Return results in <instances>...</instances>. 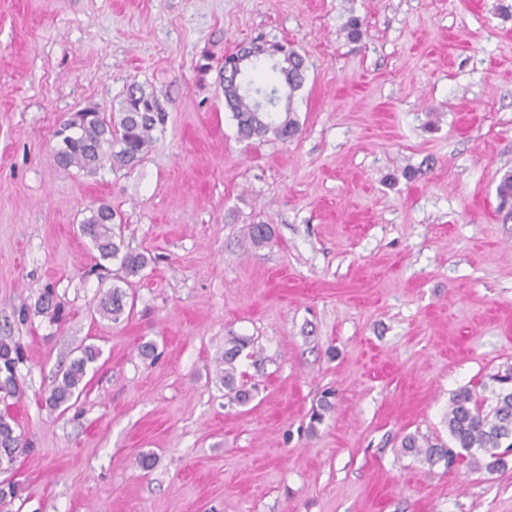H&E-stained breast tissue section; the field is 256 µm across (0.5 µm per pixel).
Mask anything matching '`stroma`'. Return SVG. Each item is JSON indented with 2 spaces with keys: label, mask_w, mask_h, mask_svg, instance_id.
I'll return each instance as SVG.
<instances>
[{
  "label": "stroma",
  "mask_w": 512,
  "mask_h": 512,
  "mask_svg": "<svg viewBox=\"0 0 512 512\" xmlns=\"http://www.w3.org/2000/svg\"><path fill=\"white\" fill-rule=\"evenodd\" d=\"M260 34L305 62L287 143L239 140L224 102L225 55ZM133 83L167 115L142 160L58 168L59 124ZM508 170L512 0H0V341L24 352L0 410L29 442L0 512H512V463L401 451L512 365ZM103 204L152 257L116 322L96 312L116 265L78 230ZM228 344L230 347L225 349L224 358H222L220 362V364H224V368L221 370L224 388L227 389L229 393L234 394V400L237 403L244 405L252 398L253 388L252 386L248 387V381L244 379L243 373L237 376V366L235 362L249 343L240 338L231 337ZM98 355L97 349L88 346L83 349L80 357L70 363L62 373L61 381H57L45 399L50 408L58 409L72 400L75 391L87 373L88 365L95 362Z\"/></svg>",
  "instance_id": "obj_1"
}]
</instances>
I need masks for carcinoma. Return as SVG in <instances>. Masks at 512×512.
I'll list each match as a JSON object with an SVG mask.
<instances>
[{
  "instance_id": "obj_1",
  "label": "carcinoma",
  "mask_w": 512,
  "mask_h": 512,
  "mask_svg": "<svg viewBox=\"0 0 512 512\" xmlns=\"http://www.w3.org/2000/svg\"><path fill=\"white\" fill-rule=\"evenodd\" d=\"M251 48L264 56L275 53L287 57L288 74L276 70L281 86H270L257 76L263 66L254 63L240 70L235 66L232 53L224 58V100L236 120L241 140L270 136L286 142L299 132L293 99L303 84V58L286 43L256 41ZM85 112L87 115L79 124L66 120L55 131V137L60 139L55 159L64 171L76 167L93 173L105 159L113 167H132L146 153L155 129L166 120L154 96L135 83L128 86L118 103V120L105 121L94 107L86 108ZM497 197L499 209L512 217L511 171L501 177ZM115 217L116 212L111 207L100 206L83 219L79 231L91 241L99 259L119 262L115 278L125 283L148 266L150 257L125 247L122 235L115 232ZM247 237L255 246L264 244L271 237L270 225H249ZM127 306L128 293L114 285L101 297L99 312L116 322ZM228 344L222 358L224 388L234 394L237 403L244 405L252 398V387L248 386L244 374L237 373L236 360L248 342L232 337ZM98 355L97 349L88 346L70 363L61 381L46 397L50 408L58 409L72 400L88 365L95 362ZM21 362L18 346L0 343V392L7 397L19 393L17 366ZM446 419L448 442L421 441L408 435L402 439V451L422 456L431 464L442 461L449 469L460 465L483 466L493 473L505 467L506 459L512 456V366L488 375V381L477 386L456 390L449 400ZM16 427L11 413L0 412V469L11 467L18 455L28 449V441L16 432Z\"/></svg>"
}]
</instances>
